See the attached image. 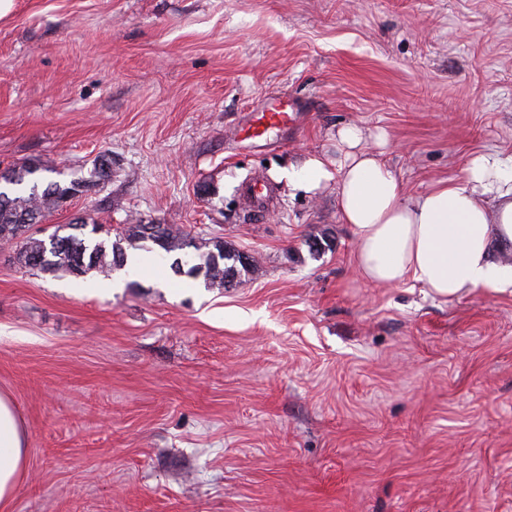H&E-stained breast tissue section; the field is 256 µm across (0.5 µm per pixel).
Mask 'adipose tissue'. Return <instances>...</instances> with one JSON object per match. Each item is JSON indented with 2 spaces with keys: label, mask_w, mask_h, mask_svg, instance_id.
<instances>
[{
  "label": "adipose tissue",
  "mask_w": 512,
  "mask_h": 512,
  "mask_svg": "<svg viewBox=\"0 0 512 512\" xmlns=\"http://www.w3.org/2000/svg\"><path fill=\"white\" fill-rule=\"evenodd\" d=\"M336 156L295 170L306 189L335 182L341 219L353 234L359 275L378 287L414 280L439 298L512 288V164L496 155L465 161L460 179L408 194L382 158V138L346 123ZM26 432L0 393V512H10L25 471Z\"/></svg>",
  "instance_id": "obj_1"
}]
</instances>
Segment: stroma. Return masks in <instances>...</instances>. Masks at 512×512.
Instances as JSON below:
<instances>
[{
  "instance_id": "obj_1",
  "label": "stroma",
  "mask_w": 512,
  "mask_h": 512,
  "mask_svg": "<svg viewBox=\"0 0 512 512\" xmlns=\"http://www.w3.org/2000/svg\"><path fill=\"white\" fill-rule=\"evenodd\" d=\"M288 99L299 130L244 141ZM384 134L405 192L512 158V0H14L0 168L108 177L38 225L174 224L255 262L103 292L0 247V392L27 430L11 512H512V292L374 287L352 260L337 125ZM275 183L249 218L239 185Z\"/></svg>"
}]
</instances>
